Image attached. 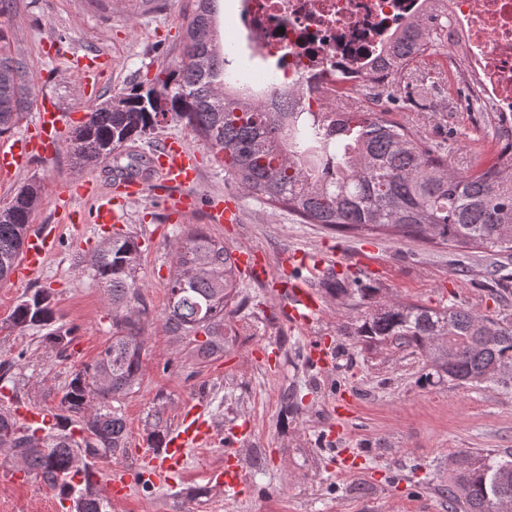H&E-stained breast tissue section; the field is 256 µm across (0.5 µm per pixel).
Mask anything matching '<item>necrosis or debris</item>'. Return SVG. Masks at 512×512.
Here are the masks:
<instances>
[{"label":"necrosis or debris","instance_id":"4bbe7bcc","mask_svg":"<svg viewBox=\"0 0 512 512\" xmlns=\"http://www.w3.org/2000/svg\"><path fill=\"white\" fill-rule=\"evenodd\" d=\"M425 0H228L242 63L227 76L259 98L298 91L301 112L335 111L336 74L352 86L389 81L380 67L395 33ZM447 49L463 43L482 101L512 126V0H440Z\"/></svg>","mask_w":512,"mask_h":512}]
</instances>
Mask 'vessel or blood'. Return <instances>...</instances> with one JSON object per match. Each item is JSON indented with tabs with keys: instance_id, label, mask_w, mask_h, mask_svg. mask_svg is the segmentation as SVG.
Returning <instances> with one entry per match:
<instances>
[{
	"instance_id": "obj_1",
	"label": "vessel or blood",
	"mask_w": 512,
	"mask_h": 512,
	"mask_svg": "<svg viewBox=\"0 0 512 512\" xmlns=\"http://www.w3.org/2000/svg\"><path fill=\"white\" fill-rule=\"evenodd\" d=\"M37 120L33 130L0 149V175L7 177L23 171L35 156H49L57 146L59 114L46 99L37 101ZM151 170L159 185L178 191L172 207L180 212L193 210L196 197L189 188L197 178V159L194 152L182 141H167L159 145L152 158ZM76 197L95 199L92 221L98 225L117 223L119 214L112 207L110 196L100 194L93 179L80 177L72 180L58 195V209L68 213L70 201ZM54 229L34 228L28 235L20 264L15 271L16 283L24 284L43 268L55 241ZM329 258L302 250L287 252L282 265L294 270L295 276L287 291L285 310L290 321L298 327L308 325L319 313L321 300L309 286L329 265ZM15 415L30 427L44 429L52 426L51 412L31 406L18 407ZM213 438L211 419L203 404L195 403L183 408L175 428L163 439L160 447L141 450L140 471L150 473L161 483L174 481L180 476L191 450L207 445ZM130 474L123 467H113L105 486L110 496L124 497L130 487ZM226 495L238 496L244 484L245 473L238 455L225 451L224 467L216 475Z\"/></svg>"
}]
</instances>
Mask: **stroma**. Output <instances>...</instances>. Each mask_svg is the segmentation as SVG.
<instances>
[{
    "instance_id": "1",
    "label": "stroma",
    "mask_w": 512,
    "mask_h": 512,
    "mask_svg": "<svg viewBox=\"0 0 512 512\" xmlns=\"http://www.w3.org/2000/svg\"><path fill=\"white\" fill-rule=\"evenodd\" d=\"M193 0H20L7 23L12 52L34 74L35 94L54 103L63 136L88 112L137 82L154 78L181 59ZM444 48L414 62L396 82L390 117L447 154L458 172L470 169L479 149L476 134L492 137L485 113L463 111L467 90ZM96 59L101 71L91 99L77 86V59ZM167 139L184 140L198 155L193 193L197 209L187 216L166 209L153 192L128 199L114 165L148 159ZM91 176L111 194L122 217L121 232L141 250L137 271L148 308L142 319L145 347L140 382L123 397L126 454L99 460L101 473L133 467L156 407L174 427L189 402H204L215 426L211 446L191 451L185 475L170 484H135L112 512H448L443 490L459 454L512 455V388L425 382L423 357L390 347H369L343 335L375 305L394 300L433 308L455 305L512 321V257L484 256L418 238L368 237L305 224L286 209L249 194L224 171L193 132L177 121L120 148L117 162L76 163L68 150L35 160L26 171L0 179V206L31 182L42 204L32 225L57 229V243L36 279L20 286L0 283V320L18 298L38 288L53 294L61 321L73 331L65 356L44 342L43 330H0V406L19 391L23 403L57 410L72 374L92 363L112 334V310L86 260L108 238L97 225L64 220L56 207L61 187ZM235 195L241 220L216 224L207 205ZM202 228L232 250L250 249L271 272L293 249L339 254L332 282L321 286L322 312L306 327L290 326L282 284L242 279L245 306L224 319L222 355L199 357L194 342L164 324L175 266L176 229ZM325 346L331 364L320 369L308 354ZM355 396L352 412L337 416L339 393ZM250 419L251 435L238 427ZM235 444L246 474L238 497L210 480L224 466V449ZM348 470H341V460ZM0 512H68L55 490L18 470L0 455Z\"/></svg>"
}]
</instances>
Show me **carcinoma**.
Listing matches in <instances>:
<instances>
[{"label":"carcinoma","instance_id":"carcinoma-1","mask_svg":"<svg viewBox=\"0 0 512 512\" xmlns=\"http://www.w3.org/2000/svg\"><path fill=\"white\" fill-rule=\"evenodd\" d=\"M183 57L147 85L138 84L89 113L73 132L69 149L82 164L96 165L129 142L151 134L167 118L179 121L216 156L249 193L280 206L307 224L330 229L390 230L404 238L477 248L489 256L512 255V140L476 158L467 173L434 154L421 137L378 112H289L281 95L271 107L250 105L225 77L228 63L217 39L216 0H193ZM448 17L431 12L394 36L393 69L403 72L443 44ZM31 76L11 52L8 27L0 24V137L29 108ZM41 204L39 188L21 187L0 208V282L19 256L30 217ZM166 327L196 342L204 358L224 352V316L239 296L238 267L230 248L197 227L181 231L174 247ZM141 253L134 238L115 233L88 260V269L112 301L114 331L99 358L72 375L56 424L44 435L0 414V447L22 460L74 512H109L97 490L96 460L126 448V424L114 403L139 383L144 337L136 272ZM12 327L38 326L44 340L64 353L70 332L57 325L52 294L37 290L18 300ZM346 336L371 346L413 349L430 373L479 387H512V322L456 307L430 308L391 302L362 316ZM82 438L73 441V432ZM82 476L69 481L71 473ZM448 512H503L512 507V455L461 454L448 481Z\"/></svg>","mask_w":512,"mask_h":512}]
</instances>
